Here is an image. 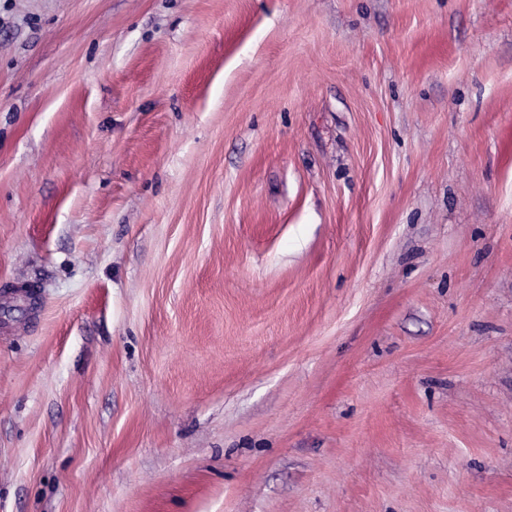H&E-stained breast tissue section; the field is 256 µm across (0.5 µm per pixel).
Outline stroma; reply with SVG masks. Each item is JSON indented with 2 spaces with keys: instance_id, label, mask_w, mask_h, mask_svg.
<instances>
[{
  "instance_id": "stroma-1",
  "label": "stroma",
  "mask_w": 512,
  "mask_h": 512,
  "mask_svg": "<svg viewBox=\"0 0 512 512\" xmlns=\"http://www.w3.org/2000/svg\"><path fill=\"white\" fill-rule=\"evenodd\" d=\"M0 512H512V0H0Z\"/></svg>"
}]
</instances>
